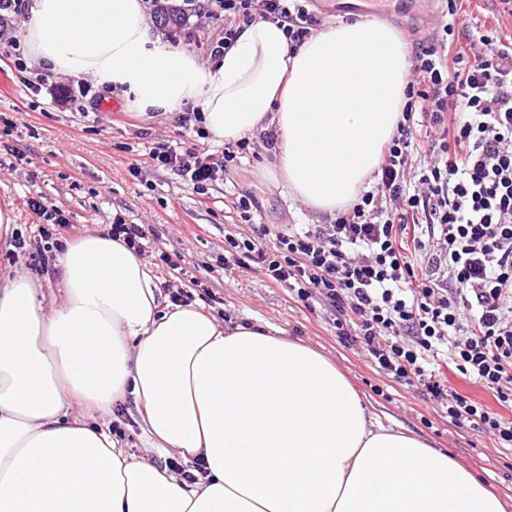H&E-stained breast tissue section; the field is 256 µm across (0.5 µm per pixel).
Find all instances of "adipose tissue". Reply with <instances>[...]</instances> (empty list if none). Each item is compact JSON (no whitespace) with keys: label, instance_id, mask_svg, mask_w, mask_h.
I'll return each mask as SVG.
<instances>
[{"label":"adipose tissue","instance_id":"obj_1","mask_svg":"<svg viewBox=\"0 0 512 512\" xmlns=\"http://www.w3.org/2000/svg\"><path fill=\"white\" fill-rule=\"evenodd\" d=\"M19 37L141 115L191 102L216 140L273 132L291 193L328 215L377 171L412 65L405 35L375 16L297 47L259 20L214 68L154 34L143 0H32ZM60 269L65 300L49 312L38 279L0 276V512H505L312 348L193 305L161 310L156 277L123 242L85 235ZM128 397L153 448L204 463L194 481L88 423Z\"/></svg>","mask_w":512,"mask_h":512}]
</instances>
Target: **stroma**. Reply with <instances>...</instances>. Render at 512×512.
<instances>
[{"mask_svg": "<svg viewBox=\"0 0 512 512\" xmlns=\"http://www.w3.org/2000/svg\"><path fill=\"white\" fill-rule=\"evenodd\" d=\"M446 11L444 0H363L364 14L398 28L411 43L438 29ZM152 26L163 39L194 52L206 65L212 62L210 41L224 31L219 19L177 27L156 19ZM13 61L9 48L0 44V72L8 81L7 90L0 91V113L9 119L8 124L0 123V205L12 204L17 229L29 244L14 252L0 248V275L19 270L39 278L45 309L57 307L63 299L59 259L76 233L59 227L45 247L33 246L38 231L24 204L26 197H47L67 211L72 225H80L85 234L105 233L116 215L149 225L145 261L154 275L166 276L159 259L163 253L183 269L182 275L169 278L161 303H170L171 292L188 288L194 280L210 293L206 312L219 323L259 324L314 348L336 364L384 421L446 452L499 494L512 512V450L449 423L441 408L415 388L391 381L362 350L337 336L325 311H311L296 302L286 289L271 283L258 264L225 269L226 236H251L256 223L281 230L324 221L284 182L268 176L276 162L273 151L262 147L257 156L242 157L223 180L214 183L208 198H200L182 177L154 169L147 157L149 149L158 145L183 151L204 144L182 127L181 110L145 118L120 94L102 89L100 113L83 117L52 101L48 90H28L17 80ZM238 192L253 194L259 201L253 223L241 221L224 207L225 196ZM104 422L124 430L122 445L128 454L163 465L143 432L133 400L113 405Z\"/></svg>", "mask_w": 512, "mask_h": 512, "instance_id": "obj_1", "label": "stroma"}]
</instances>
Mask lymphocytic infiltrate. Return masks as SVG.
Segmentation results:
<instances>
[{
  "instance_id": "1",
  "label": "lymphocytic infiltrate",
  "mask_w": 512,
  "mask_h": 512,
  "mask_svg": "<svg viewBox=\"0 0 512 512\" xmlns=\"http://www.w3.org/2000/svg\"><path fill=\"white\" fill-rule=\"evenodd\" d=\"M154 15L224 16L219 59L241 26L283 22L291 45L319 21L304 0H151ZM462 50L416 44L403 120L384 146L371 190L333 223L228 238L233 257L260 264L304 307H324L338 336L395 382L445 408L448 420L512 447V38L460 28ZM244 137L222 158L152 148L154 167L207 195L239 155L273 147ZM273 236L271 246L261 237ZM454 367L494 406L449 388Z\"/></svg>"
}]
</instances>
